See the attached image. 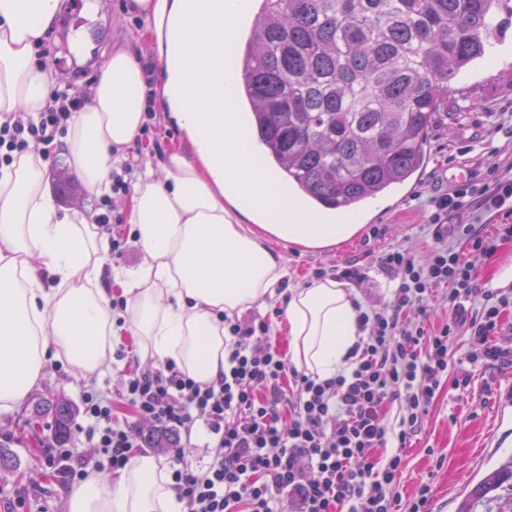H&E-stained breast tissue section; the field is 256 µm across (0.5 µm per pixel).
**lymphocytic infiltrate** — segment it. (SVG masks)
I'll return each instance as SVG.
<instances>
[{
    "label": "lymphocytic infiltrate",
    "mask_w": 512,
    "mask_h": 512,
    "mask_svg": "<svg viewBox=\"0 0 512 512\" xmlns=\"http://www.w3.org/2000/svg\"><path fill=\"white\" fill-rule=\"evenodd\" d=\"M85 101L75 86H55L37 116L6 115L0 167L34 150L53 159ZM421 205L434 240L430 258L401 247L380 256L381 268L396 282L393 299L359 310L363 335L336 376L320 381L292 370L271 344L267 320L228 318L223 377L200 385L171 359L126 371L124 418L111 399L83 391L76 436L93 453L48 439L44 471L67 489L90 473L124 470L141 448L142 426L188 434L200 425L210 436V462L192 469L181 447L169 460L182 512H398L402 449L442 390H465L472 380L449 370L454 336L478 342V350L466 354L473 371L512 369V349L492 341L502 311L512 306V289L484 287L462 253L467 247L491 259L501 243L512 241V168L469 175ZM486 216L497 219L494 233L479 229ZM437 291L450 314L429 330L424 320ZM406 310L416 311L420 324L403 326ZM391 404L397 415L389 425L383 412ZM391 442L398 447L392 454L386 451Z\"/></svg>",
    "instance_id": "lymphocytic-infiltrate-1"
}]
</instances>
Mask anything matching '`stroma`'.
<instances>
[{
	"instance_id": "obj_1",
	"label": "stroma",
	"mask_w": 512,
	"mask_h": 512,
	"mask_svg": "<svg viewBox=\"0 0 512 512\" xmlns=\"http://www.w3.org/2000/svg\"><path fill=\"white\" fill-rule=\"evenodd\" d=\"M124 4L125 0H62L57 22L47 36L52 52L50 69L57 81L92 89L105 50L133 42L139 23L125 18ZM492 50L490 63L451 81L448 118L429 134L426 168L398 197L374 203L354 236L325 248L269 238V249L288 261L285 287L311 284L317 269L355 262L367 273L357 299L373 304L388 301L395 283L380 268L379 256L405 246L425 259L433 246L419 196L448 192L474 171L512 166V140L491 133L489 126L490 113L512 110V27L504 36L493 38ZM179 139L178 128L164 113H154L148 136L124 154L125 161L132 164L127 180H135L149 156L163 153ZM468 144L474 145V152L460 154V147ZM45 184L57 208L97 212L98 198L66 163L46 167ZM467 258L483 284L512 287L507 276L512 270V242L503 245L493 260L473 252ZM121 387L120 370L106 369L89 384L76 376L66 359H49L39 385L13 409L0 410V435H7L6 447L16 459L14 466L0 469V477L18 485L42 479L41 449L52 429L46 425L34 432L25 426L26 410L32 403L58 398L75 406L84 390L114 396ZM511 455L512 369L477 376L467 391H444L437 396L404 451L399 493L403 499H411L424 482L431 488L429 512H457L462 498Z\"/></svg>"
}]
</instances>
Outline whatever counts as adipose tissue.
<instances>
[{
	"label": "adipose tissue",
	"instance_id": "1",
	"mask_svg": "<svg viewBox=\"0 0 512 512\" xmlns=\"http://www.w3.org/2000/svg\"><path fill=\"white\" fill-rule=\"evenodd\" d=\"M250 0H126L142 21L136 46L108 52L91 98L61 139L65 162L90 194L110 192L114 158L136 140L148 106L167 113L182 140L147 162L132 186L128 221L139 267L104 273L106 239L92 217L58 210L44 166L25 156L0 169V409L40 381L48 357L85 380L112 362V338L134 336L142 359H174L196 382L224 372V317L274 299L287 275L274 236L322 248L357 224H313L253 167L224 76L229 38ZM60 0H0V114L36 113L50 75L34 63ZM126 301L112 310L114 294ZM291 363L319 380L348 363L360 332L352 294L325 278L290 289ZM153 457L131 459L116 481L90 475L67 494V512H179Z\"/></svg>",
	"mask_w": 512,
	"mask_h": 512
}]
</instances>
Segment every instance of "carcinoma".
Here are the masks:
<instances>
[{
	"instance_id": "cac0c4a2",
	"label": "carcinoma",
	"mask_w": 512,
	"mask_h": 512,
	"mask_svg": "<svg viewBox=\"0 0 512 512\" xmlns=\"http://www.w3.org/2000/svg\"><path fill=\"white\" fill-rule=\"evenodd\" d=\"M502 0H256L231 65L239 108L265 164L307 208L341 221L415 181L431 129L448 115L449 82L490 58ZM70 440L65 402L33 407ZM512 481V458L458 512Z\"/></svg>"
}]
</instances>
